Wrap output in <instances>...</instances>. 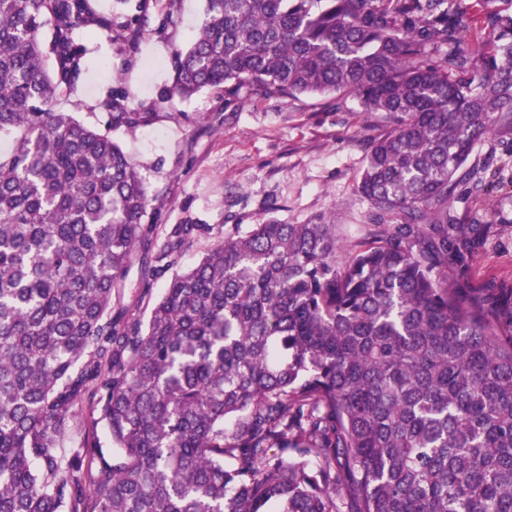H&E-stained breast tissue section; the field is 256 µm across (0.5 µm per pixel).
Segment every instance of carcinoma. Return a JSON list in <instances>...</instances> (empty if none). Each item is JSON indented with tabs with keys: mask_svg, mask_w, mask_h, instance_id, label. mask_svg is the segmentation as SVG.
I'll return each instance as SVG.
<instances>
[{
	"mask_svg": "<svg viewBox=\"0 0 512 512\" xmlns=\"http://www.w3.org/2000/svg\"><path fill=\"white\" fill-rule=\"evenodd\" d=\"M495 0H206L172 93L253 87L379 113L356 192L378 230L343 262L334 224L267 219L176 271L146 322L112 312L142 243L175 264L113 137L171 112L123 93L103 126L58 108L84 50L141 16L0 0V512H512V286L489 310L448 284L475 240L448 196L512 128V15ZM488 25L476 57L459 30ZM90 400L112 459L60 452ZM273 448L280 454L270 453Z\"/></svg>",
	"mask_w": 512,
	"mask_h": 512,
	"instance_id": "1",
	"label": "carcinoma"
}]
</instances>
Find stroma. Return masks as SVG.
I'll return each mask as SVG.
<instances>
[{
    "label": "stroma",
    "instance_id": "1",
    "mask_svg": "<svg viewBox=\"0 0 512 512\" xmlns=\"http://www.w3.org/2000/svg\"><path fill=\"white\" fill-rule=\"evenodd\" d=\"M148 2L131 42L78 35L86 65L74 100H62L61 106L92 122L99 99L119 90L139 111L180 113V121L117 134L154 197L163 229L212 227L211 234L182 246L176 269L197 263L236 225L268 218L333 224L347 251L364 241L373 231L370 207L354 185L371 138L385 129L383 116L335 94L268 99L245 88L228 102L223 91L206 89L181 99L171 92L173 56L193 42L205 0ZM168 16L173 19L169 25L164 22ZM466 167L470 179L455 188L448 214L454 223L480 232L483 240L464 265L449 267L448 282L486 306L494 288L512 284V130L479 142ZM165 282L134 255L119 301L131 318L146 320Z\"/></svg>",
    "mask_w": 512,
    "mask_h": 512
}]
</instances>
